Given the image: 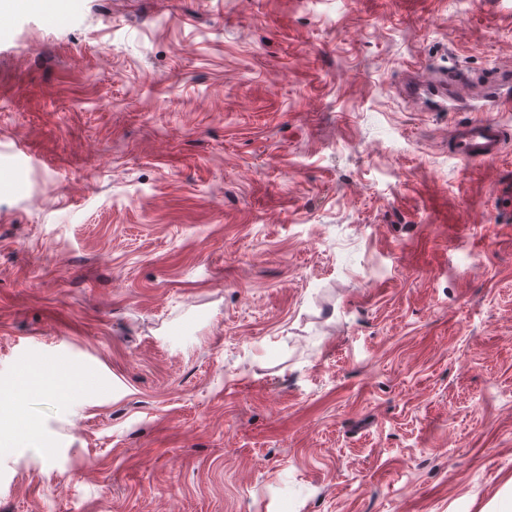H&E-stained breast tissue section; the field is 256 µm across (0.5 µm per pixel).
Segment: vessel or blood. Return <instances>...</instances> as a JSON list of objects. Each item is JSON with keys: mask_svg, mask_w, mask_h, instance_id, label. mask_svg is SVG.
I'll return each instance as SVG.
<instances>
[{"mask_svg": "<svg viewBox=\"0 0 512 512\" xmlns=\"http://www.w3.org/2000/svg\"><path fill=\"white\" fill-rule=\"evenodd\" d=\"M485 95L499 96L501 106L512 105V99L500 97V90L512 88V72L495 69L488 75H476L460 67L424 68L407 86L408 94L420 90L435 91L440 97L451 96L464 101L475 88ZM507 142L504 124L493 118H472L453 124L448 132V151L462 162H489L501 154Z\"/></svg>", "mask_w": 512, "mask_h": 512, "instance_id": "vessel-or-blood-1", "label": "vessel or blood"}]
</instances>
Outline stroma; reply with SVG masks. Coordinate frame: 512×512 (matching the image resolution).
<instances>
[{"label":"stroma","mask_w":512,"mask_h":512,"mask_svg":"<svg viewBox=\"0 0 512 512\" xmlns=\"http://www.w3.org/2000/svg\"><path fill=\"white\" fill-rule=\"evenodd\" d=\"M452 59L512 0L0 9V512L512 495V141L404 92ZM507 142L504 124L493 118H472L455 123L448 132V153L462 162H489Z\"/></svg>","instance_id":"obj_1"}]
</instances>
